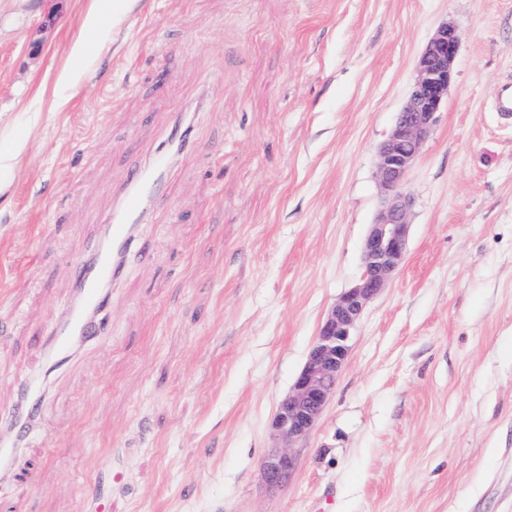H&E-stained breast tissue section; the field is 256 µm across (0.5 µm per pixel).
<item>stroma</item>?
Listing matches in <instances>:
<instances>
[{"mask_svg":"<svg viewBox=\"0 0 512 512\" xmlns=\"http://www.w3.org/2000/svg\"><path fill=\"white\" fill-rule=\"evenodd\" d=\"M94 5L0 0V152L27 143L0 178L1 438L18 384L49 385L0 512H512V0H133L92 31ZM445 22L404 262L269 488L278 403L361 273L378 148ZM175 124L195 142L139 226L150 260L110 288L111 335L51 363L77 263Z\"/></svg>","mask_w":512,"mask_h":512,"instance_id":"stroma-1","label":"stroma"}]
</instances>
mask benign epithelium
Returning <instances> with one entry per match:
<instances>
[{"mask_svg": "<svg viewBox=\"0 0 512 512\" xmlns=\"http://www.w3.org/2000/svg\"><path fill=\"white\" fill-rule=\"evenodd\" d=\"M460 41L454 25L438 27L419 57L407 101L379 148L377 176L384 195L364 241L362 272L330 308L303 368L278 406L273 427L288 445L272 450L262 460L263 476L271 487L285 485L296 470L295 444L314 429L332 398L355 325L403 262L412 206L406 179L447 99Z\"/></svg>", "mask_w": 512, "mask_h": 512, "instance_id": "7a95c632", "label": "benign epithelium"}]
</instances>
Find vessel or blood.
<instances>
[{
    "label": "vessel or blood",
    "mask_w": 512,
    "mask_h": 512,
    "mask_svg": "<svg viewBox=\"0 0 512 512\" xmlns=\"http://www.w3.org/2000/svg\"><path fill=\"white\" fill-rule=\"evenodd\" d=\"M168 172L169 159L161 150L155 153L149 165L130 170L121 204L106 228L105 244L97 247L77 268L76 304L62 320L49 328L45 343L54 355L66 353L75 342L106 333L107 325L101 317L108 303L104 287L121 280L125 259L134 256L148 259L147 250L135 247L134 230L147 207L163 202ZM44 400L45 390L39 378L32 377L20 384L6 417L11 437L0 441V471L10 472L15 465L24 442L37 423Z\"/></svg>",
    "instance_id": "obj_1"
}]
</instances>
